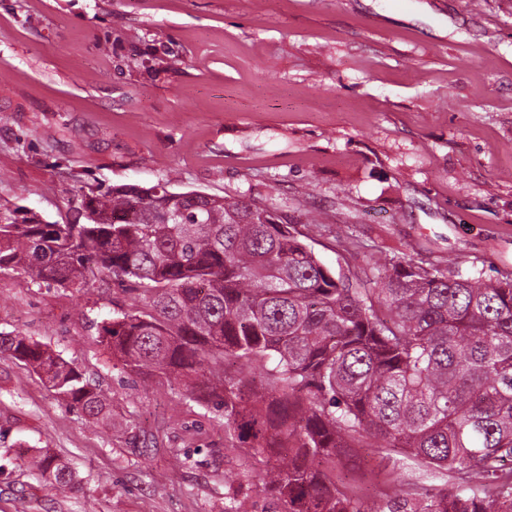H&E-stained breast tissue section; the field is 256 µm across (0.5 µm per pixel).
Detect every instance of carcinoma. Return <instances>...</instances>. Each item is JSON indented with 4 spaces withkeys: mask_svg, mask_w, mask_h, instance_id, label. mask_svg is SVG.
I'll use <instances>...</instances> for the list:
<instances>
[{
    "mask_svg": "<svg viewBox=\"0 0 512 512\" xmlns=\"http://www.w3.org/2000/svg\"><path fill=\"white\" fill-rule=\"evenodd\" d=\"M76 212L85 223L0 208V270L77 290L106 274L142 295L103 322L102 342L221 411L242 478L258 474L281 512H512L511 274L463 276L411 253L334 273L274 204L165 184L89 191ZM0 355L112 424V398L39 342L0 333ZM351 448L448 484L413 494L387 477L374 508L337 480ZM33 466L77 488L55 455Z\"/></svg>",
    "mask_w": 512,
    "mask_h": 512,
    "instance_id": "obj_1",
    "label": "carcinoma"
}]
</instances>
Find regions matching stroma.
Masks as SVG:
<instances>
[{"label": "stroma", "mask_w": 512, "mask_h": 512, "mask_svg": "<svg viewBox=\"0 0 512 512\" xmlns=\"http://www.w3.org/2000/svg\"><path fill=\"white\" fill-rule=\"evenodd\" d=\"M159 183L277 204L335 272L372 251L512 272V0H0V207L64 224L84 192ZM142 305L0 272V332L112 398L94 424L0 358V512H276L220 412L101 343ZM39 448L78 491L43 485ZM336 472L429 483L397 455Z\"/></svg>", "instance_id": "stroma-1"}]
</instances>
